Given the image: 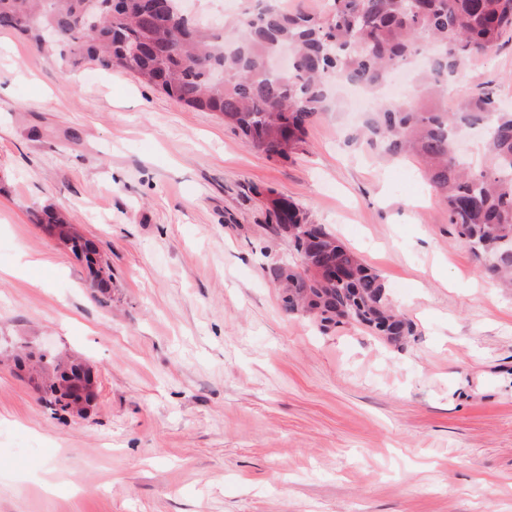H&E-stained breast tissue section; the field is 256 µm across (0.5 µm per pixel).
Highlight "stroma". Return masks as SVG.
I'll return each mask as SVG.
<instances>
[{"mask_svg":"<svg viewBox=\"0 0 512 512\" xmlns=\"http://www.w3.org/2000/svg\"><path fill=\"white\" fill-rule=\"evenodd\" d=\"M456 85L512 106V42ZM362 121L323 113L273 161L132 72L0 31V512H512V293ZM263 188L359 252L415 338L288 313ZM46 209L95 243L108 294ZM24 347L92 366L85 417L51 413Z\"/></svg>","mask_w":512,"mask_h":512,"instance_id":"obj_1","label":"stroma"}]
</instances>
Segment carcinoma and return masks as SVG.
Wrapping results in <instances>:
<instances>
[{"label": "carcinoma", "instance_id": "carcinoma-1", "mask_svg": "<svg viewBox=\"0 0 512 512\" xmlns=\"http://www.w3.org/2000/svg\"><path fill=\"white\" fill-rule=\"evenodd\" d=\"M0 28L33 39L48 52L70 47V62L135 73L187 106L217 112L271 160L305 150L308 128L337 112L333 84L347 83L373 102L364 122L370 146L386 157L417 156L457 241L482 271L512 288V112L487 95L448 111V82L473 59L512 39V0H330L322 16L255 0L224 22L222 33L179 14L154 26L144 0H0ZM296 53L286 72L271 67L283 46ZM430 49L412 93L381 95L388 76ZM485 129L484 164L461 158L462 127ZM262 228L286 236L298 261L267 270L284 308L313 314L320 330L357 324L401 346L417 335L396 310L385 283L357 253L295 202L269 189ZM46 405L66 411L57 386L62 357L38 356Z\"/></svg>", "mask_w": 512, "mask_h": 512}]
</instances>
